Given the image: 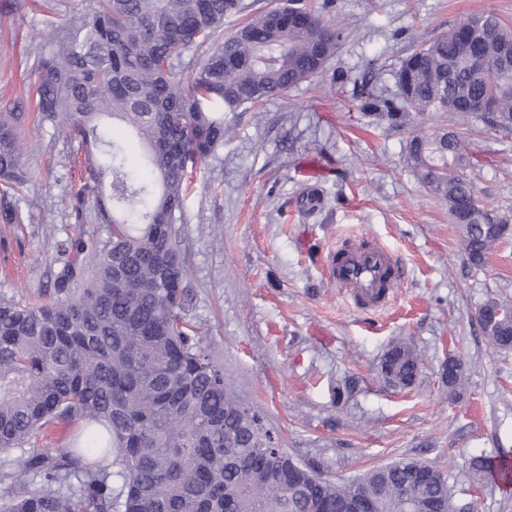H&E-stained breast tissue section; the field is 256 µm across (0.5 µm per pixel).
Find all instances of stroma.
Returning <instances> with one entry per match:
<instances>
[{"instance_id":"1","label":"stroma","mask_w":512,"mask_h":512,"mask_svg":"<svg viewBox=\"0 0 512 512\" xmlns=\"http://www.w3.org/2000/svg\"><path fill=\"white\" fill-rule=\"evenodd\" d=\"M90 0H0V109L20 113L28 181L10 198L24 218L0 224V297L42 303L75 238L106 244L104 224L76 223L60 185L69 143L36 121L33 67L49 12ZM512 0H329L344 30L336 57L311 80L257 109L225 113L231 129L196 178L182 215L191 271L189 318L224 365V379L294 459L345 482L399 458L437 466L455 500L512 512V489L474 458L512 460V350L490 346L477 321L490 298L512 300V242L484 267L460 251V225L413 175L416 129L454 131L471 144L466 169L481 199L512 219V133L430 114L394 124L365 116L362 87L392 98L393 71L418 44L460 19ZM359 238L403 267L394 300L365 312L326 276V254ZM421 357L411 387L380 365L393 342ZM465 369L459 397L442 368Z\"/></svg>"}]
</instances>
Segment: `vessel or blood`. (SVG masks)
Returning <instances> with one entry per match:
<instances>
[{
  "label": "vessel or blood",
  "mask_w": 512,
  "mask_h": 512,
  "mask_svg": "<svg viewBox=\"0 0 512 512\" xmlns=\"http://www.w3.org/2000/svg\"><path fill=\"white\" fill-rule=\"evenodd\" d=\"M332 282L359 308L378 311L387 307L399 286L398 261L385 248L350 243L328 256Z\"/></svg>",
  "instance_id": "1"
}]
</instances>
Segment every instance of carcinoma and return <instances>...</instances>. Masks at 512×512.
<instances>
[{
    "label": "carcinoma",
    "instance_id": "cac0c4a2",
    "mask_svg": "<svg viewBox=\"0 0 512 512\" xmlns=\"http://www.w3.org/2000/svg\"><path fill=\"white\" fill-rule=\"evenodd\" d=\"M248 10L243 0H95L90 9L49 31L35 63L41 122L65 134L84 173L69 197L77 221L93 209L111 226L102 248L68 243L53 299L28 305L0 301V453L40 433L76 426L68 446L19 458L13 465L40 478L31 490L13 483L0 512H343L356 493L382 512H405L411 470L430 473L412 495L457 503L440 469L401 458L349 482H321L319 472L277 450L258 413L224 385V367L187 318L190 275L177 217L190 178L224 143V111L284 96L320 73L343 40L306 0H287L248 16L204 60L196 51ZM512 22L489 10L469 15L394 71V100L367 93L363 109L397 123L448 112L512 133ZM478 99L490 103L477 114ZM119 125L143 146L132 167ZM18 115L0 110V184L25 181ZM416 178L448 206L462 227V253L482 266L512 236L509 219L480 201L465 177V142L454 132H416L407 146ZM18 208L0 196V222L19 224ZM483 326L490 345L512 349V305ZM420 358L404 342L381 361V374L409 387ZM465 372L453 360L448 392ZM301 469L300 480L277 477ZM119 482H113V477Z\"/></svg>",
    "mask_w": 512,
    "mask_h": 512
}]
</instances>
